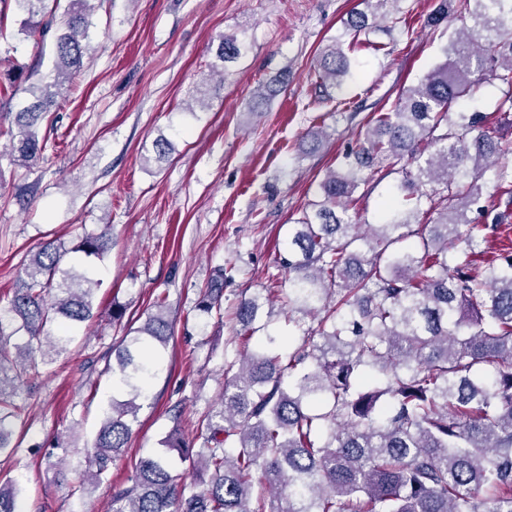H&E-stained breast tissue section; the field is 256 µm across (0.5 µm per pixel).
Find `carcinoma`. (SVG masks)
<instances>
[{
    "label": "carcinoma",
    "instance_id": "cac0c4a2",
    "mask_svg": "<svg viewBox=\"0 0 512 512\" xmlns=\"http://www.w3.org/2000/svg\"><path fill=\"white\" fill-rule=\"evenodd\" d=\"M10 2L23 16L20 33L55 31L47 75L27 86L20 72L0 80L10 104L0 157L28 171L45 159L43 115L88 52L91 0H70L58 28L47 0H0ZM457 12L463 26L450 36L448 60L370 119L366 139L320 184L321 200L291 225L288 291L255 292L237 310L246 348L273 322L276 301L296 325L315 315L317 325L286 356L268 332L241 365L224 364V393L199 446L172 432L166 452L112 487V512H512V251L485 250L512 225V188L489 206L481 184L491 164L512 156V141L466 111L486 75L507 87L512 109V0H458ZM243 48L224 36L210 71L226 69ZM320 69L337 84L352 75L336 43ZM402 161L414 165L397 186L404 206L356 223L349 204L357 189L370 172ZM109 229L70 249L49 242L20 264V287L0 313V452L20 416L11 400L17 382L39 376V363L72 340L49 325L72 330L93 316L99 280L65 258H103ZM223 294L221 267L194 311L223 318ZM157 308L112 348V380L126 399H112L92 445L86 476L98 483L110 482L137 400L157 375L155 356L173 335ZM21 331L26 342L9 352ZM170 450L199 473L198 488L172 475ZM17 497V484L0 482V512H17Z\"/></svg>",
    "mask_w": 512,
    "mask_h": 512
}]
</instances>
